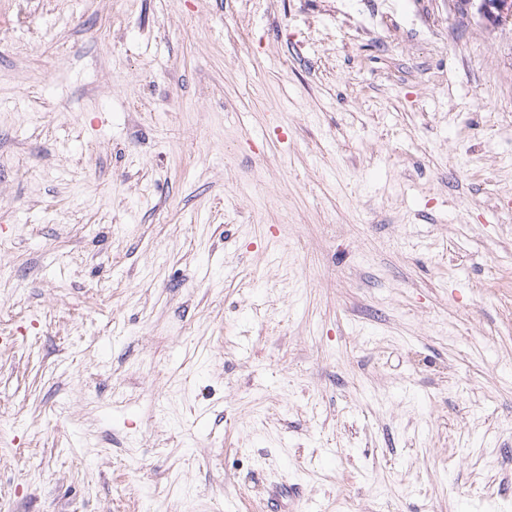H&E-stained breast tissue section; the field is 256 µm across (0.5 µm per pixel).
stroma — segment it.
Listing matches in <instances>:
<instances>
[{
	"instance_id": "obj_1",
	"label": "stroma",
	"mask_w": 512,
	"mask_h": 512,
	"mask_svg": "<svg viewBox=\"0 0 512 512\" xmlns=\"http://www.w3.org/2000/svg\"><path fill=\"white\" fill-rule=\"evenodd\" d=\"M510 206L458 0H0V512H512Z\"/></svg>"
}]
</instances>
